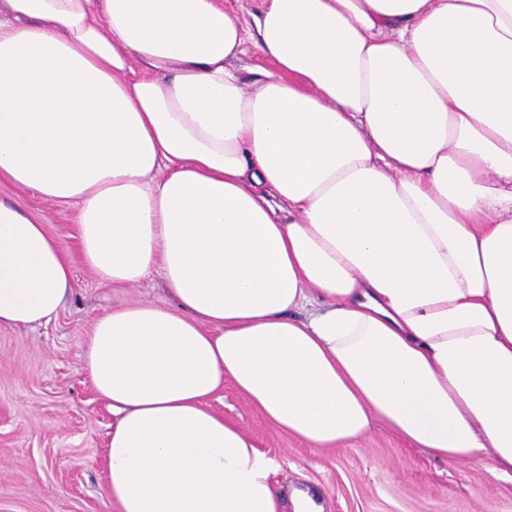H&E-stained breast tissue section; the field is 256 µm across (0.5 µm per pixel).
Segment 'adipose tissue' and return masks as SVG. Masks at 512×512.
<instances>
[{
    "label": "adipose tissue",
    "mask_w": 512,
    "mask_h": 512,
    "mask_svg": "<svg viewBox=\"0 0 512 512\" xmlns=\"http://www.w3.org/2000/svg\"><path fill=\"white\" fill-rule=\"evenodd\" d=\"M0 0V178L77 209L115 287L86 371L119 512H282L225 382L315 448L372 420L512 473V0ZM292 213L281 223V210ZM73 271L0 198V329ZM228 66L236 72L243 87L250 92L257 86L261 71L271 72L274 69L273 62L263 57L251 40L246 41L244 53L230 61Z\"/></svg>",
    "instance_id": "1"
}]
</instances>
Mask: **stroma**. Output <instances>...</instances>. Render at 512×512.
<instances>
[{
  "instance_id": "1",
  "label": "stroma",
  "mask_w": 512,
  "mask_h": 512,
  "mask_svg": "<svg viewBox=\"0 0 512 512\" xmlns=\"http://www.w3.org/2000/svg\"><path fill=\"white\" fill-rule=\"evenodd\" d=\"M0 196L43 219L73 268L55 318L0 331V512H117L104 494L116 418L85 373L83 345L100 315L131 301L167 302L164 280L156 271L125 288L101 282L83 262L74 206L3 179ZM210 406L274 460L285 493L317 490L324 512H512V477L494 472L490 457L447 462L380 420L358 440L313 448L271 426L229 383Z\"/></svg>"
}]
</instances>
